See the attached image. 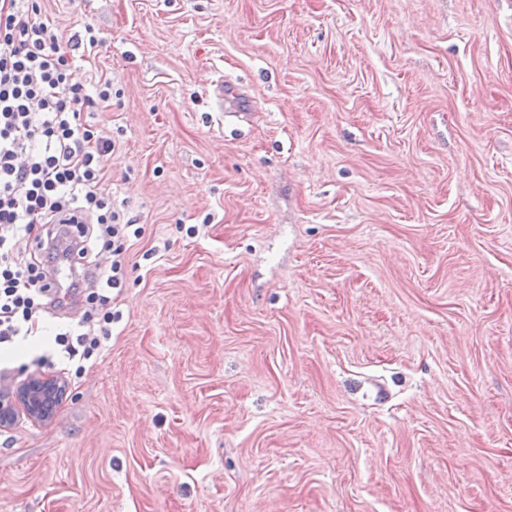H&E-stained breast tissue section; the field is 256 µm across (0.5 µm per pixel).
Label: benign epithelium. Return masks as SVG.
Returning <instances> with one entry per match:
<instances>
[{"label":"benign epithelium","instance_id":"benign-epithelium-1","mask_svg":"<svg viewBox=\"0 0 512 512\" xmlns=\"http://www.w3.org/2000/svg\"><path fill=\"white\" fill-rule=\"evenodd\" d=\"M66 392V382L60 376L27 379L11 395L0 397V427L10 426L19 411L33 421L49 420Z\"/></svg>","mask_w":512,"mask_h":512}]
</instances>
